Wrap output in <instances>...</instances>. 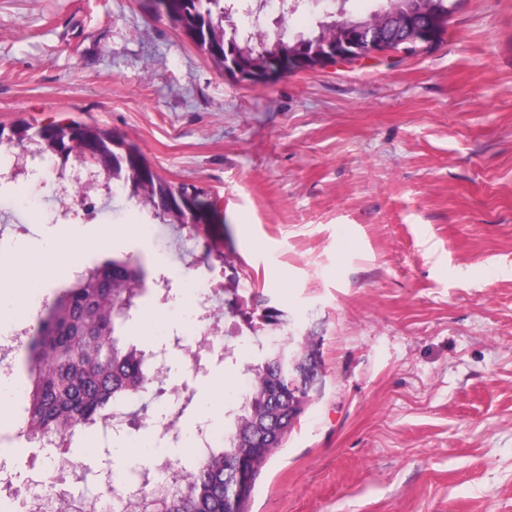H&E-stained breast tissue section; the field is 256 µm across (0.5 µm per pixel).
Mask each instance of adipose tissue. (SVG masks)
Here are the masks:
<instances>
[{"mask_svg": "<svg viewBox=\"0 0 512 512\" xmlns=\"http://www.w3.org/2000/svg\"><path fill=\"white\" fill-rule=\"evenodd\" d=\"M61 246L65 247L69 263L73 266L79 264L87 252V245L80 238L74 237L62 241L54 239L48 242L44 252L20 256L19 262L26 269L23 280L0 278V292L9 297L16 314L26 313L27 307L24 298L31 289L46 287L55 280L57 272L49 261V255Z\"/></svg>", "mask_w": 512, "mask_h": 512, "instance_id": "1", "label": "adipose tissue"}]
</instances>
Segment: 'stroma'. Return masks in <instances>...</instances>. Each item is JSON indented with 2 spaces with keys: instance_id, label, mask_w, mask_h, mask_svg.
<instances>
[{
  "instance_id": "obj_1",
  "label": "stroma",
  "mask_w": 512,
  "mask_h": 512,
  "mask_svg": "<svg viewBox=\"0 0 512 512\" xmlns=\"http://www.w3.org/2000/svg\"><path fill=\"white\" fill-rule=\"evenodd\" d=\"M450 2L433 47L251 83L152 0H0V127L77 121L126 136L161 177L217 200L198 240L236 253L254 322L282 315L254 335L224 314L228 355L205 369L172 352L162 387L191 397L180 428L232 429L259 344L323 339L322 388L247 512H512V0ZM13 190L0 184V270L19 276L12 255L77 228L96 238L87 264L128 256L170 277L169 300L145 289L120 342L151 352L193 333L190 261L226 279L182 231L134 234L146 217L126 199L73 218L54 189L39 210L10 207ZM155 440L146 423L77 429L69 494L104 492ZM0 462L55 479L23 435Z\"/></svg>"
}]
</instances>
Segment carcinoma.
<instances>
[{
	"label": "carcinoma",
	"mask_w": 512,
	"mask_h": 512,
	"mask_svg": "<svg viewBox=\"0 0 512 512\" xmlns=\"http://www.w3.org/2000/svg\"><path fill=\"white\" fill-rule=\"evenodd\" d=\"M155 9L179 25L208 57L224 65L243 51L278 56L289 71L301 69L303 51L325 30L336 26L331 4L311 0L325 8L326 19L307 31L269 37L258 30L253 35L230 33L224 16L230 14L224 0H153ZM30 125L21 123L10 130L0 128V148H25ZM67 146L91 163L90 171L106 175V182L122 184L127 200L161 224L182 225L184 210L193 208L213 217L216 203L207 196L190 194L163 179L147 163L140 150L125 137L82 123H52L38 140L36 155L58 161V171L67 167L57 150ZM146 279L143 265L130 258L114 257L88 267L60 287L52 303L28 340L26 363L30 385L23 415V433L40 442L65 440L79 427L106 424L112 410L132 398L153 390L159 380L140 386L138 380L151 372L145 354L134 347L118 345L115 332L132 318L136 300ZM251 388L239 416L224 435L220 448L189 468L169 471L166 480L178 491L169 512H245L259 469L294 428L287 423L275 440L256 450L252 425L265 417L270 392L301 417L312 400L314 386L300 382L289 372L277 378L253 365Z\"/></svg>",
	"instance_id": "carcinoma-1"
}]
</instances>
